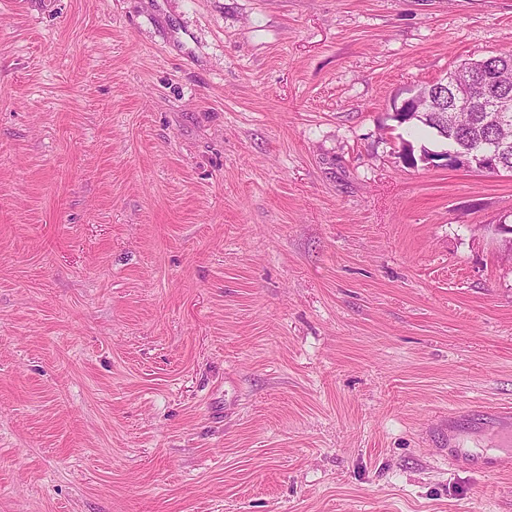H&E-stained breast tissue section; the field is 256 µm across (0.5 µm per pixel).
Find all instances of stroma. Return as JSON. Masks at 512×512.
Segmentation results:
<instances>
[{
	"mask_svg": "<svg viewBox=\"0 0 512 512\" xmlns=\"http://www.w3.org/2000/svg\"><path fill=\"white\" fill-rule=\"evenodd\" d=\"M512 0H0V512H512V174L392 107ZM440 158H436L438 163H434L435 159L430 157H421L420 162L433 168L446 169H472L474 168L467 155L459 153L454 149H447L437 152ZM448 455L452 461L462 467H474L484 470L492 475L505 469H510L512 465V455L497 456L488 454H477L471 448H448Z\"/></svg>",
	"mask_w": 512,
	"mask_h": 512,
	"instance_id": "35a3bbf8",
	"label": "stroma"
}]
</instances>
